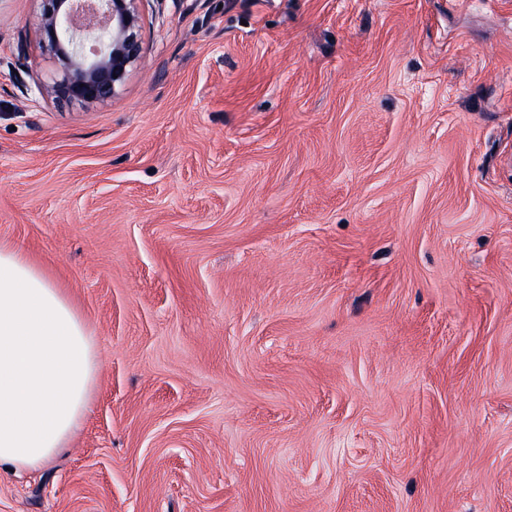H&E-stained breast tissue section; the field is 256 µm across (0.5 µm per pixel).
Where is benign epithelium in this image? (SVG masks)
<instances>
[{
    "mask_svg": "<svg viewBox=\"0 0 512 512\" xmlns=\"http://www.w3.org/2000/svg\"><path fill=\"white\" fill-rule=\"evenodd\" d=\"M41 2L40 43L59 77L39 93L81 103L114 98L143 53L142 0Z\"/></svg>",
    "mask_w": 512,
    "mask_h": 512,
    "instance_id": "obj_1",
    "label": "benign epithelium"
}]
</instances>
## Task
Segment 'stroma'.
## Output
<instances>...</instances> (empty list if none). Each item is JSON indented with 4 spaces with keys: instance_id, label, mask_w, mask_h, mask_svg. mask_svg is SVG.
<instances>
[{
    "instance_id": "stroma-1",
    "label": "stroma",
    "mask_w": 512,
    "mask_h": 512,
    "mask_svg": "<svg viewBox=\"0 0 512 512\" xmlns=\"http://www.w3.org/2000/svg\"><path fill=\"white\" fill-rule=\"evenodd\" d=\"M40 9L0 241L96 373L0 512H512V0H144L105 103L39 94Z\"/></svg>"
}]
</instances>
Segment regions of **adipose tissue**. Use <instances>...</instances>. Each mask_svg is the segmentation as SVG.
<instances>
[{"mask_svg": "<svg viewBox=\"0 0 512 512\" xmlns=\"http://www.w3.org/2000/svg\"><path fill=\"white\" fill-rule=\"evenodd\" d=\"M94 371V342L76 307L0 243V466L34 471L67 448Z\"/></svg>", "mask_w": 512, "mask_h": 512, "instance_id": "1", "label": "adipose tissue"}]
</instances>
